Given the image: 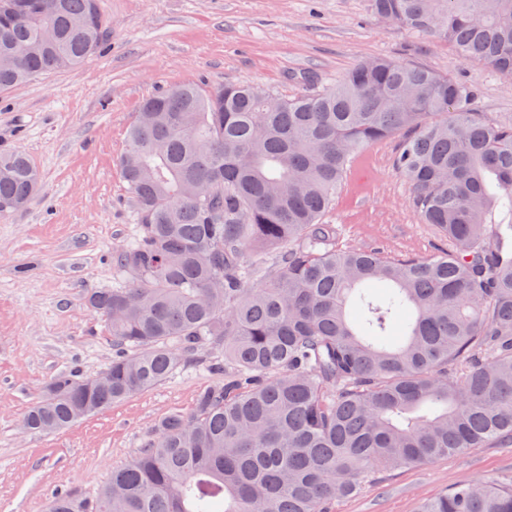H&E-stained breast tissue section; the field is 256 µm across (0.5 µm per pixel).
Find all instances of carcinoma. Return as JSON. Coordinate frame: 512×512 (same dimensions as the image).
Segmentation results:
<instances>
[{
    "label": "carcinoma",
    "instance_id": "cac0c4a2",
    "mask_svg": "<svg viewBox=\"0 0 512 512\" xmlns=\"http://www.w3.org/2000/svg\"><path fill=\"white\" fill-rule=\"evenodd\" d=\"M378 17L512 76V0H370ZM106 31L99 0H0V90L74 68ZM119 166L133 239L89 292L112 360L52 379L23 419L52 433L200 365L223 380L163 417L93 498L49 512H334L369 478L512 442V125L422 65L359 62L292 97L172 86L142 105ZM393 167L428 258L346 247L324 221L364 146ZM39 174L0 153V217ZM277 250L270 259L266 250ZM418 512H512V479H478Z\"/></svg>",
    "mask_w": 512,
    "mask_h": 512
}]
</instances>
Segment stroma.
Segmentation results:
<instances>
[{"label": "stroma", "instance_id": "stroma-1", "mask_svg": "<svg viewBox=\"0 0 512 512\" xmlns=\"http://www.w3.org/2000/svg\"><path fill=\"white\" fill-rule=\"evenodd\" d=\"M101 9L99 53L0 92V150L24 151L40 173L28 206L0 218V512H48L57 494H97L159 419L190 411L218 380L184 371L67 430L22 429L51 378L91 376L112 359L86 293L111 287L112 245L133 234L117 161L145 99L177 84L248 83L286 96L332 89L360 60L388 57L471 85L485 120L512 124V80L378 18L369 0H101ZM396 146L379 141L352 160L325 220L342 245L428 257L440 237L416 219L392 166ZM511 476L512 443H496L381 475L336 512H415L456 484Z\"/></svg>", "mask_w": 512, "mask_h": 512}]
</instances>
